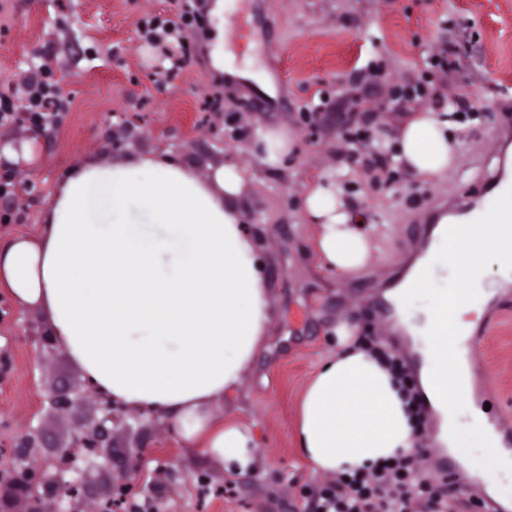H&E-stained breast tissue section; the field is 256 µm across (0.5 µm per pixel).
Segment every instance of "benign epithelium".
<instances>
[{
    "instance_id": "1",
    "label": "benign epithelium",
    "mask_w": 512,
    "mask_h": 512,
    "mask_svg": "<svg viewBox=\"0 0 512 512\" xmlns=\"http://www.w3.org/2000/svg\"><path fill=\"white\" fill-rule=\"evenodd\" d=\"M100 416L91 421H77L71 442L37 466L12 464L0 470V512H43L47 499L58 503V512H83V501L92 496L86 474L77 471L69 483L63 478L62 461L72 448H90L93 458L85 468H102L98 459L112 461V436L127 427L125 411L106 393H101Z\"/></svg>"
}]
</instances>
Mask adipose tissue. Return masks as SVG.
Returning a JSON list of instances; mask_svg holds the SVG:
<instances>
[{
	"label": "adipose tissue",
	"mask_w": 512,
	"mask_h": 512,
	"mask_svg": "<svg viewBox=\"0 0 512 512\" xmlns=\"http://www.w3.org/2000/svg\"><path fill=\"white\" fill-rule=\"evenodd\" d=\"M449 127L447 113L410 114L393 135L396 160L414 177H441L458 153ZM256 143L258 162L276 169L292 137L267 126ZM245 182V171L228 164L203 180L151 156L88 161L53 192L40 240L17 236L0 247V286L47 311L52 336L91 385L166 419L185 442L236 471L255 462L253 433L215 419L209 406L241 385L272 316L264 263L236 207ZM303 207L320 226L316 245L328 266L345 274L367 263L371 227L335 177L310 186ZM471 251L479 288L488 286V268L512 275V237L483 238ZM402 287L408 313L424 317L410 330L425 351L421 387L441 418V440L451 446L464 433L463 465L494 497L512 500L481 443L495 435L494 423L471 390L448 380L438 355L447 320L472 329L484 300L458 301L457 275L434 246ZM335 333L340 351L322 360L301 399L298 446L314 473L367 472L410 453L417 435L391 373L355 343L353 326Z\"/></svg>",
	"instance_id": "adipose-tissue-1"
}]
</instances>
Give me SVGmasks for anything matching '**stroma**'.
I'll return each mask as SVG.
<instances>
[{
    "instance_id": "stroma-1",
    "label": "stroma",
    "mask_w": 512,
    "mask_h": 512,
    "mask_svg": "<svg viewBox=\"0 0 512 512\" xmlns=\"http://www.w3.org/2000/svg\"><path fill=\"white\" fill-rule=\"evenodd\" d=\"M209 2L195 0L203 15L185 31L194 55L168 77L158 48L140 39L138 22L149 14L177 19L185 0H0V89L38 59L67 79L71 102L48 137L38 139L36 163H0V173L18 174L14 192L0 197V245L17 235L41 238L51 193L89 159L109 164L165 154L202 178L221 164L247 170L237 207L262 248L273 317L251 371L210 412L251 427L256 463L245 472L225 471L166 420L132 411L131 432L114 435L113 462L92 480L100 489L123 481V451L138 446L139 476L149 482L157 512H316L315 492L325 477L305 462L297 426L305 387L336 350V325L357 324L361 336L401 349L381 326L382 292L419 255L432 199L465 194L484 169L512 159L499 114L512 100V0H239L224 49L236 65L248 62L268 75L271 97L212 68L205 46L213 28ZM244 28L264 40L266 56L240 38ZM448 49L458 53L456 69L431 67L433 56ZM416 84L427 85L430 97L395 102L394 89ZM451 94L476 112L454 124L460 149L437 179L401 168L391 178L368 171L341 138L350 123L382 144L404 114L440 111ZM215 95L220 109L205 110ZM309 112L319 113L317 124L306 121ZM121 121L130 133L116 147L112 127ZM266 125L287 127L295 140L277 170L260 166L253 151L255 130ZM342 169L349 203L381 227L366 266L347 274L323 262L319 227L303 209L306 190ZM488 320L493 329L477 369L489 389L490 415L512 419V288L492 299ZM49 330L43 308L19 304L0 288V466L14 461L28 430L42 432L46 456L70 441L75 417L97 413L98 400L66 348L39 344ZM55 393L79 400L60 410L48 401ZM200 477L211 487H232V496L200 497Z\"/></svg>"
}]
</instances>
